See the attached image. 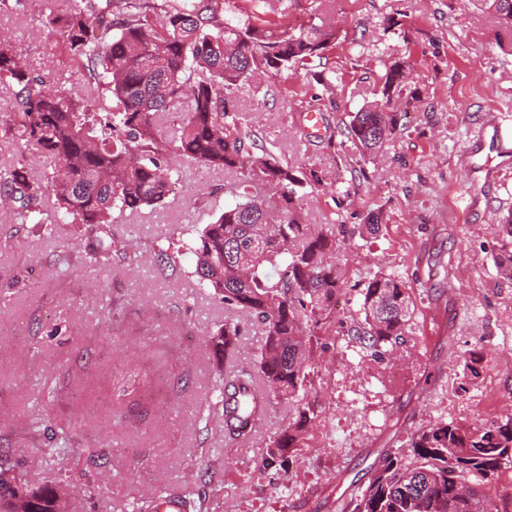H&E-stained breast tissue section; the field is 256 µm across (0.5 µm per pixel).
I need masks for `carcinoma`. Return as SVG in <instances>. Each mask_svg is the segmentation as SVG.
<instances>
[{
  "mask_svg": "<svg viewBox=\"0 0 512 512\" xmlns=\"http://www.w3.org/2000/svg\"><path fill=\"white\" fill-rule=\"evenodd\" d=\"M44 25L63 37L62 56L83 72L81 88L48 85L34 75L13 40L0 35V83L11 87L15 111L5 116L14 162L0 173V193L17 203L14 222L50 233L80 225L90 240L85 260L112 263L114 214L157 208L178 185L172 159L184 156L212 170L232 171V202L188 244L193 275L224 308L247 314L262 330L256 373L242 372L220 388L228 427L243 413L286 400L288 428L270 440L266 465L285 464L318 418L309 399L320 333L335 328L336 294L345 285L331 261L341 243L375 235L381 216L364 224L303 223L301 200L322 184L271 149L257 156L238 131L232 98L260 68L279 71L312 61L335 39L313 25L297 33L270 31L224 18V0H77L69 10L48 5ZM512 28V0H485ZM405 66L383 76L384 103L350 116L346 132L371 156L400 126L387 112L402 95ZM188 111L173 127L168 116L183 98ZM44 160V180L28 174L27 154ZM501 242L498 275L512 280V212L495 225ZM272 267L276 275H269ZM363 319L346 335L377 363L406 343L413 310L402 278L379 272L361 284ZM241 327L226 320L209 337L218 360L233 356ZM482 355L463 360L460 390L478 376ZM512 469V418L481 426L437 423L414 433L407 449L382 459L352 512H501L479 487ZM26 483L19 464L0 458V512H9ZM35 512H54L53 488L27 489Z\"/></svg>",
  "mask_w": 512,
  "mask_h": 512,
  "instance_id": "carcinoma-1",
  "label": "carcinoma"
}]
</instances>
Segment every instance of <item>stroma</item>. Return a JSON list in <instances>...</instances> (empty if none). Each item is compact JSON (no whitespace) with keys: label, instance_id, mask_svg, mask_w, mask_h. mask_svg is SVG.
Segmentation results:
<instances>
[{"label":"stroma","instance_id":"1","mask_svg":"<svg viewBox=\"0 0 512 512\" xmlns=\"http://www.w3.org/2000/svg\"><path fill=\"white\" fill-rule=\"evenodd\" d=\"M224 16L276 31L334 29L324 72L256 71L233 102L238 127L322 177L302 203L308 223L362 224L377 213L382 230L340 249L336 331L314 351L318 418L288 465L269 467L266 447L287 428L288 404L238 437L225 434L216 404L223 370L253 371L261 330L230 315L244 334L218 364L208 336L228 315L183 249L230 202L231 174L175 157L180 182L166 204L113 225L130 259L109 269L83 261L84 228L48 236L13 223L0 199V456L19 462L30 487L72 481L69 512H131L185 486L202 512H345L386 451L414 432L512 417V280L496 272L492 232L512 210V171L489 184L457 163L485 112L512 128V32L479 0H225ZM0 29L34 74L81 83L37 8L0 9ZM397 60L409 73L395 102L407 119L370 159L344 125L380 100ZM309 111L322 113L321 132L307 130ZM162 247L178 252L180 272L160 267ZM379 272L405 281L414 311L406 344L382 364L346 335L362 317L355 284ZM472 350L483 360L463 392L461 359ZM64 435L66 452L46 454L49 437Z\"/></svg>","mask_w":512,"mask_h":512}]
</instances>
